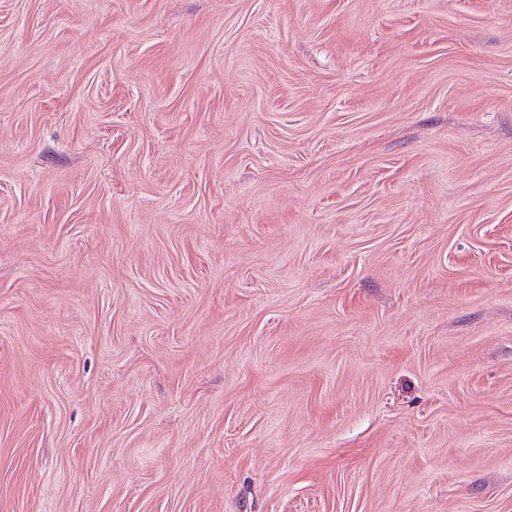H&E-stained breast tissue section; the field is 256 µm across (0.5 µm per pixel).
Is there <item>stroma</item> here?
Wrapping results in <instances>:
<instances>
[{"label":"stroma","mask_w":512,"mask_h":512,"mask_svg":"<svg viewBox=\"0 0 512 512\" xmlns=\"http://www.w3.org/2000/svg\"><path fill=\"white\" fill-rule=\"evenodd\" d=\"M0 512H512V0H0Z\"/></svg>","instance_id":"stroma-1"}]
</instances>
